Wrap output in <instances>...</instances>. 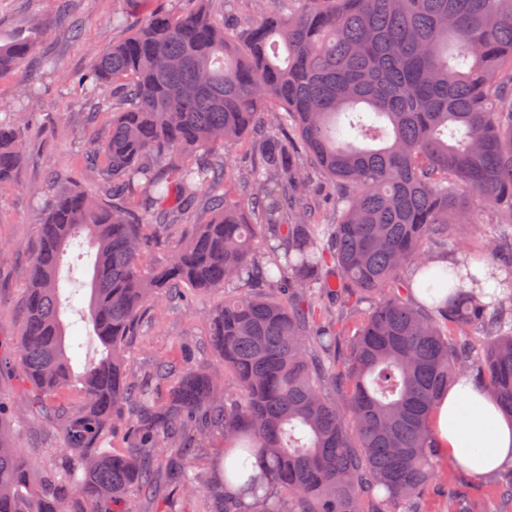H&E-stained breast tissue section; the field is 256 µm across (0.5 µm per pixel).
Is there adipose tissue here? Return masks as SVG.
<instances>
[{
  "label": "adipose tissue",
  "instance_id": "ef3b65f1",
  "mask_svg": "<svg viewBox=\"0 0 512 512\" xmlns=\"http://www.w3.org/2000/svg\"><path fill=\"white\" fill-rule=\"evenodd\" d=\"M430 425L441 453L474 477L512 465V421L469 377H459L433 410Z\"/></svg>",
  "mask_w": 512,
  "mask_h": 512
}]
</instances>
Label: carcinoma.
Listing matches in <instances>:
<instances>
[{
  "label": "carcinoma",
  "mask_w": 512,
  "mask_h": 512,
  "mask_svg": "<svg viewBox=\"0 0 512 512\" xmlns=\"http://www.w3.org/2000/svg\"><path fill=\"white\" fill-rule=\"evenodd\" d=\"M31 50L0 46V75ZM82 82L120 92L86 166L112 201L79 188L51 201L19 341L0 346V368L27 383L21 409L60 424L74 455L40 466L0 404V512H134L129 489L150 505L168 487L204 490L210 512H407L435 477L429 416L459 373L512 418V0H273L241 29L188 0L148 8ZM31 120L0 122V186L16 182ZM248 133L259 163L230 185L212 148ZM315 172L337 190L331 218ZM203 189L208 219L145 272ZM477 205L487 256L436 267L432 250L456 247ZM80 237L96 251L87 319L103 355L75 409L58 401L71 383L60 267ZM184 284L226 289L208 338L130 379L143 308ZM365 298L349 335L344 310ZM208 349L235 391L195 363ZM120 422L128 448L98 452ZM214 434L210 480L191 459Z\"/></svg>",
  "instance_id": "obj_1"
}]
</instances>
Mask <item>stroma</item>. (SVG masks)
<instances>
[{"mask_svg": "<svg viewBox=\"0 0 512 512\" xmlns=\"http://www.w3.org/2000/svg\"><path fill=\"white\" fill-rule=\"evenodd\" d=\"M142 19V12L127 0H73L67 13L59 10L58 0H0V45L18 40L34 45L18 68L0 77V119L10 120L19 112L36 115L25 133L24 160L16 183L0 189V343L18 339L32 252L48 200L63 188L88 189V150L112 123L111 107L94 108L90 93L73 77L86 70L96 52L123 40ZM76 24L81 36L75 40L70 29ZM94 260V250L71 247L61 267L70 283V301L61 318L68 336H80L86 342L85 349L71 359L77 372L100 358L101 347L81 318ZM221 296L218 290L195 295L189 310L171 302L163 313L145 311L129 342V376L147 377L159 358L180 360L182 346L207 336L205 313ZM7 423L16 430L15 447L44 448L51 455H63L64 429L47 417L19 411ZM437 472L417 501L418 512H448L449 498L461 491L476 499L479 512H512L500 499L498 476L472 477L443 458L437 462Z\"/></svg>", "mask_w": 512, "mask_h": 512, "instance_id": "obj_1", "label": "stroma"}]
</instances>
